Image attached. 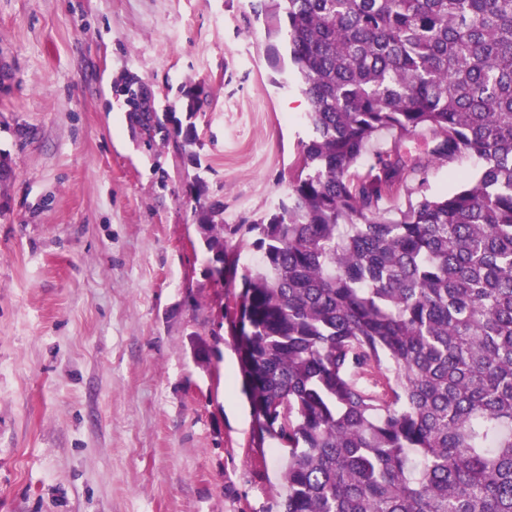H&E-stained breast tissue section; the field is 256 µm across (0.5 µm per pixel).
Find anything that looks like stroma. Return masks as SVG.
Listing matches in <instances>:
<instances>
[{
	"mask_svg": "<svg viewBox=\"0 0 512 512\" xmlns=\"http://www.w3.org/2000/svg\"><path fill=\"white\" fill-rule=\"evenodd\" d=\"M261 0H0V512H281L286 449L253 443L198 210L232 228L288 195L309 110ZM209 105L199 163L150 145L114 81ZM427 157L428 133L364 155ZM463 157L427 194L474 180Z\"/></svg>",
	"mask_w": 512,
	"mask_h": 512,
	"instance_id": "stroma-1",
	"label": "stroma"
}]
</instances>
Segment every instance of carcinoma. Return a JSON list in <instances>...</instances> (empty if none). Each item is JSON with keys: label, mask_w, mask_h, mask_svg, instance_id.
<instances>
[{"label": "carcinoma", "mask_w": 512, "mask_h": 512, "mask_svg": "<svg viewBox=\"0 0 512 512\" xmlns=\"http://www.w3.org/2000/svg\"><path fill=\"white\" fill-rule=\"evenodd\" d=\"M309 102L288 200L240 240L243 391L288 449L282 512H512V0H264ZM287 25H282V21ZM159 139L189 161L207 98ZM428 129L430 157L371 141ZM478 175L426 194L437 163ZM417 194L406 209L386 203Z\"/></svg>", "instance_id": "cac0c4a2"}]
</instances>
